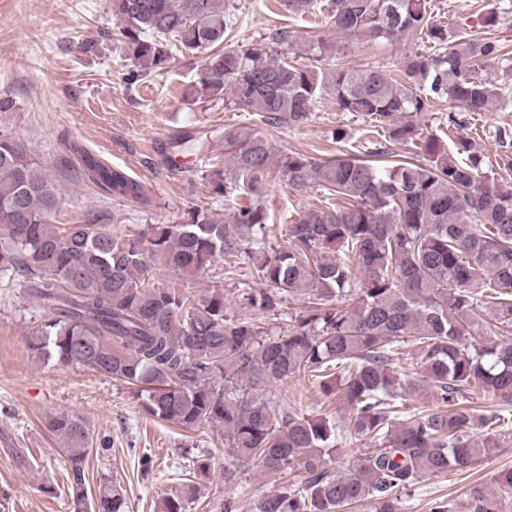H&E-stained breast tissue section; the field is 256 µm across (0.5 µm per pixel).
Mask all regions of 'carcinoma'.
I'll use <instances>...</instances> for the list:
<instances>
[{"label": "carcinoma", "instance_id": "carcinoma-1", "mask_svg": "<svg viewBox=\"0 0 512 512\" xmlns=\"http://www.w3.org/2000/svg\"><path fill=\"white\" fill-rule=\"evenodd\" d=\"M430 0H331L330 25L371 44L418 38L402 70L322 69L276 45V32L228 48L224 0H111L122 22L131 81L170 67L173 53L203 54L194 92L227 101L270 128H302L329 92L339 110L387 123L393 145L353 146L317 160L275 153L255 129L224 133L231 168L210 162L217 197H240L229 218L190 207L176 224L117 232L108 225L54 224L58 185L18 141L0 137V279L25 280L43 320L29 337L38 356L79 365L134 387L150 416L224 432V482L253 463L301 474L253 503L254 512H404L423 479L469 472L498 447L499 411L473 406L476 389L512 404V341H476L486 324L512 333V188L481 168L476 143L455 136L469 113L511 104L508 89L477 75L508 55L489 37L434 23ZM448 103L442 134L422 127ZM88 180L107 194L151 206L144 186L74 141ZM299 190L320 183L332 207L311 208L269 243L264 198L272 167ZM335 255H330V252ZM160 263L199 274L215 264L259 281L242 305L277 317L298 300L287 326L270 331L227 305L224 281L195 292L150 277ZM416 351V377L396 369ZM311 376L344 411L337 419L267 398L268 388ZM436 404V409L423 405ZM46 428L71 465L74 512H128L104 477L88 495L87 422L55 414ZM362 442L340 465L339 444ZM499 496L474 487L466 512H501Z\"/></svg>", "mask_w": 512, "mask_h": 512}]
</instances>
